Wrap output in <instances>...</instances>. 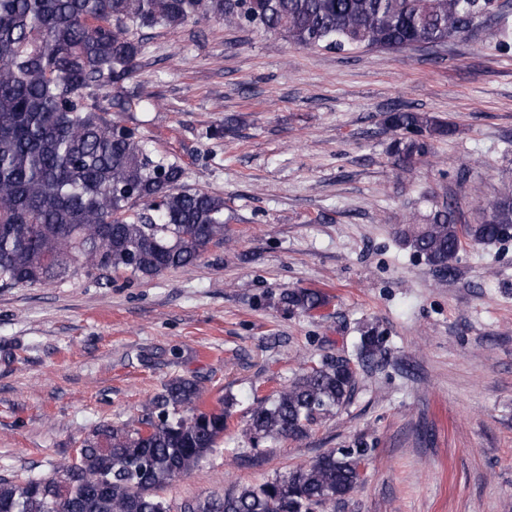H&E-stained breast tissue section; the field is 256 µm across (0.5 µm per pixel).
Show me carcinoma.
<instances>
[{"label":"carcinoma","mask_w":512,"mask_h":512,"mask_svg":"<svg viewBox=\"0 0 512 512\" xmlns=\"http://www.w3.org/2000/svg\"><path fill=\"white\" fill-rule=\"evenodd\" d=\"M508 15L499 0H0V288L54 286L79 273L100 287L122 273L153 278L229 240L224 197L187 187L177 161L151 149L137 125L112 117L132 107L125 83L147 32L215 21L336 53L485 32L509 50ZM384 123L402 170L456 130L405 107ZM479 213L478 223L460 224L452 205L436 202L423 222L407 219L400 241L450 272L464 245L501 240L512 225V190ZM279 303L309 313L325 296L286 289ZM384 353L378 331L364 330L358 359ZM355 384L351 360L327 358L256 400L247 431L256 444L301 440L350 402ZM203 405L194 378H173L142 417L98 424L52 474H0V512H173L161 492L216 451L232 400ZM367 456L361 444L331 448L261 484L186 500L179 512H329L363 482Z\"/></svg>","instance_id":"1"}]
</instances>
